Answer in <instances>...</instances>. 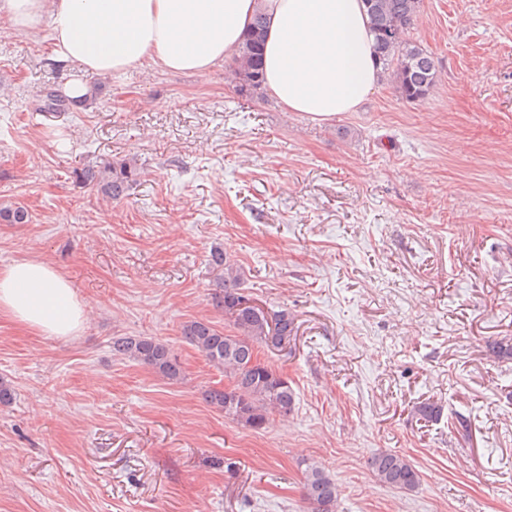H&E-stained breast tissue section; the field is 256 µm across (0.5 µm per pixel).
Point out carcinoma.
<instances>
[{
    "label": "carcinoma",
    "instance_id": "carcinoma-1",
    "mask_svg": "<svg viewBox=\"0 0 512 512\" xmlns=\"http://www.w3.org/2000/svg\"><path fill=\"white\" fill-rule=\"evenodd\" d=\"M365 8L374 35L375 61L382 75L388 76L400 96L408 101L427 98L438 82L434 58L410 39V30L418 13L419 0H370ZM265 40L262 16L237 47L229 72L241 92L255 94L263 87L260 56ZM73 102L48 90L42 94L39 111L62 112ZM136 163L130 160L104 162L86 169L81 179L92 190L110 200L127 196L137 179ZM26 209L20 206L0 207V222L25 224ZM213 269L222 277L221 292L214 294L216 307L229 316L231 330H219L210 321L194 320L182 326V335L215 367L224 370L231 385L206 391L205 400L224 417L252 430H261L270 418H286L295 410V392L288 380L257 358L260 347L279 348L289 341L295 330L294 318L288 311L269 313L244 306L241 272L224 251L216 249L210 256ZM112 355L133 359L151 367L156 373L176 381L181 366L172 351L149 336H116L112 338ZM374 476L384 485L409 492L416 489L420 476L415 466L395 453L381 452L369 462ZM339 490L325 468L310 465L304 471L303 497L311 512H335Z\"/></svg>",
    "mask_w": 512,
    "mask_h": 512
}]
</instances>
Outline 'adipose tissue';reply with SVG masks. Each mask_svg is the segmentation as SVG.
Returning <instances> with one entry per match:
<instances>
[{
	"label": "adipose tissue",
	"mask_w": 512,
	"mask_h": 512,
	"mask_svg": "<svg viewBox=\"0 0 512 512\" xmlns=\"http://www.w3.org/2000/svg\"><path fill=\"white\" fill-rule=\"evenodd\" d=\"M259 12L263 86L282 107L325 120L374 93L380 75L361 0H0V23L25 34L49 28L54 62L106 76L148 63L206 72ZM0 312L55 337L77 334L84 315L70 281L33 259L0 268Z\"/></svg>",
	"instance_id": "1"
}]
</instances>
